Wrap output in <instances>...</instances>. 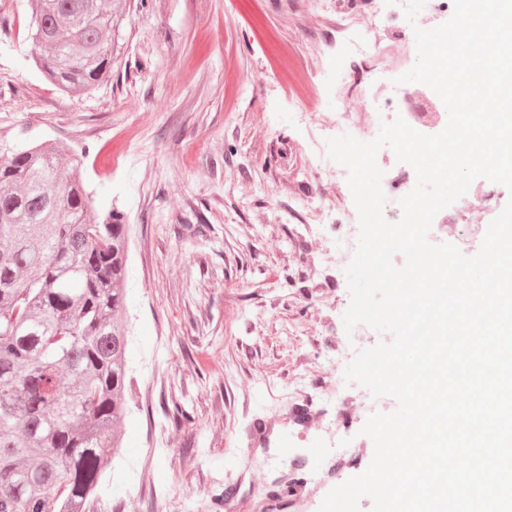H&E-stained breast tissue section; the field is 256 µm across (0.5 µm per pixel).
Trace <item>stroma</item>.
Masks as SVG:
<instances>
[{
    "label": "stroma",
    "mask_w": 512,
    "mask_h": 512,
    "mask_svg": "<svg viewBox=\"0 0 512 512\" xmlns=\"http://www.w3.org/2000/svg\"><path fill=\"white\" fill-rule=\"evenodd\" d=\"M373 11L370 0H112V72L79 95L35 67L27 0H0V154L43 141L85 152L98 213L130 226L131 414L94 512H257L261 501L317 512L337 479L368 467V405L397 402L350 389L329 360L391 336L346 334L345 269L324 254L358 235L357 210L347 168L314 147L336 136L326 119L355 67L343 20ZM377 24L404 74L412 24ZM376 162L389 215L416 174L387 146ZM469 208L448 206L452 222L433 224L430 241L476 254L487 227ZM298 377L307 428L291 416ZM340 400V435L357 451L341 475L327 471L332 448L292 473L252 434L262 422L276 438L314 439Z\"/></svg>",
    "instance_id": "35a3bbf8"
}]
</instances>
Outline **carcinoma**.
I'll use <instances>...</instances> for the list:
<instances>
[{"label":"carcinoma","instance_id":"1","mask_svg":"<svg viewBox=\"0 0 512 512\" xmlns=\"http://www.w3.org/2000/svg\"><path fill=\"white\" fill-rule=\"evenodd\" d=\"M37 68L88 93L112 72V0H29ZM82 161L0 157V512H90L128 413L129 229L98 221Z\"/></svg>","mask_w":512,"mask_h":512}]
</instances>
